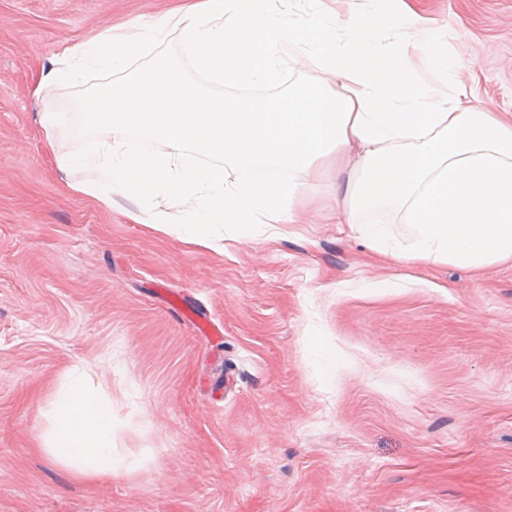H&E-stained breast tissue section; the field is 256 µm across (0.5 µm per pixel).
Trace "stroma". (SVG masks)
<instances>
[{"mask_svg": "<svg viewBox=\"0 0 512 512\" xmlns=\"http://www.w3.org/2000/svg\"><path fill=\"white\" fill-rule=\"evenodd\" d=\"M175 0H0V512H512V264L380 261L347 225L318 218L223 228L216 252L76 194L87 149L46 132L112 75L35 94L66 43L135 30ZM292 19L386 14L381 42L412 30L396 0H266ZM439 47L466 35L481 60L456 81L512 113V0H421ZM171 58L205 80L178 35ZM54 150H47V142ZM210 321L216 336L199 334ZM78 363L112 405L109 480L48 450L44 413Z\"/></svg>", "mask_w": 512, "mask_h": 512, "instance_id": "1", "label": "stroma"}]
</instances>
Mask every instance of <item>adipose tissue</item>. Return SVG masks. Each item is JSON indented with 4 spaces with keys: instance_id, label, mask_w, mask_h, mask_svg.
<instances>
[{
    "instance_id": "1",
    "label": "adipose tissue",
    "mask_w": 512,
    "mask_h": 512,
    "mask_svg": "<svg viewBox=\"0 0 512 512\" xmlns=\"http://www.w3.org/2000/svg\"><path fill=\"white\" fill-rule=\"evenodd\" d=\"M354 24L337 44L325 17L293 21L263 9L262 0H184L138 33L70 44L42 72L40 90L75 81L73 61L124 72L147 43L178 34L198 71L234 85H264L279 71L283 44L300 47L296 65L315 71L288 92L242 96L233 103L185 82L167 60L143 76L86 96L78 113L39 115L48 132L79 137L93 125L112 137L91 150L55 157L58 169H88L95 177L76 193L111 207L114 196L138 201L128 218L203 248L220 250L215 229L300 224L295 202L308 194L307 176L333 158L338 180L330 214L350 225L382 260L434 262L480 270L512 262V115L473 102L458 86L445 97L414 80L408 47L381 45L371 26ZM161 143L136 150L130 131ZM385 205L413 230L395 243L385 224H361L359 212ZM74 368L44 416L49 451L90 479L108 478L112 406Z\"/></svg>"
}]
</instances>
